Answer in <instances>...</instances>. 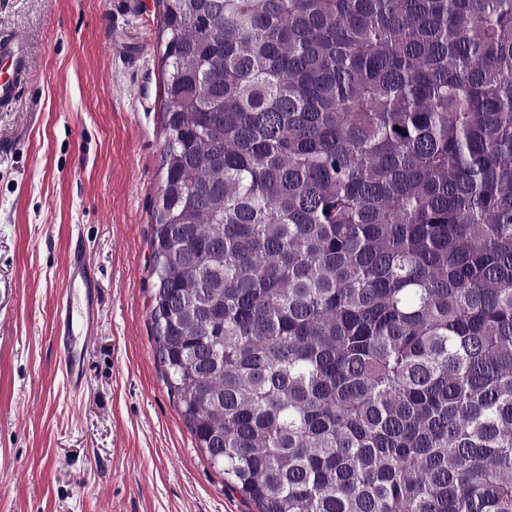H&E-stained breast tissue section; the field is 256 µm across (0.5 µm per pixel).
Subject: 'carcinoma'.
Returning a JSON list of instances; mask_svg holds the SVG:
<instances>
[{
    "instance_id": "1",
    "label": "carcinoma",
    "mask_w": 512,
    "mask_h": 512,
    "mask_svg": "<svg viewBox=\"0 0 512 512\" xmlns=\"http://www.w3.org/2000/svg\"><path fill=\"white\" fill-rule=\"evenodd\" d=\"M156 357L258 512H512V0H159Z\"/></svg>"
}]
</instances>
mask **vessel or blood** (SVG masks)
<instances>
[{"label": "vessel or blood", "mask_w": 512, "mask_h": 512, "mask_svg": "<svg viewBox=\"0 0 512 512\" xmlns=\"http://www.w3.org/2000/svg\"><path fill=\"white\" fill-rule=\"evenodd\" d=\"M24 39L0 28V109L13 110L33 72ZM66 288L57 306L54 335L64 377L72 391H82L87 379L89 350L98 334L103 308L98 272L83 247L70 250L65 262Z\"/></svg>", "instance_id": "1"}]
</instances>
